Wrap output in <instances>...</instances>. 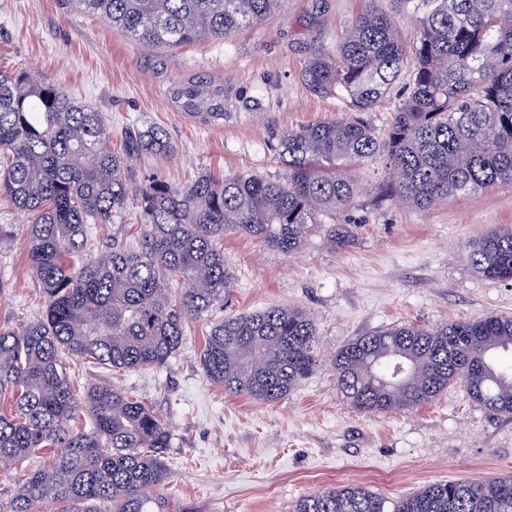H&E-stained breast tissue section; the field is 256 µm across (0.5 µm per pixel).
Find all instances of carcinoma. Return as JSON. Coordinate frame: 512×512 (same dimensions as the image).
Segmentation results:
<instances>
[{
	"label": "carcinoma",
	"mask_w": 512,
	"mask_h": 512,
	"mask_svg": "<svg viewBox=\"0 0 512 512\" xmlns=\"http://www.w3.org/2000/svg\"><path fill=\"white\" fill-rule=\"evenodd\" d=\"M285 0H74L148 45L222 39ZM370 0L337 50L318 53L302 79L339 98L346 118L309 124L279 138L286 166L277 178L209 172L186 185L144 177L137 162L173 152L168 131L133 126L112 149L108 119L73 101L57 83L0 70V199L27 218L29 268L46 298L40 319L0 329V476L34 450L51 463L28 471L0 512H177L160 494L169 478L166 418L108 383L83 398L63 355L97 368L134 371L165 364L183 340L184 320L229 297L234 273L224 236L258 239L284 254L300 250L319 215L349 206L353 171L377 159L396 174L390 191L430 208L512 184V0ZM413 18V39L396 16ZM412 67L391 126L378 135L365 114ZM185 108L222 115L203 82L180 92ZM138 200L141 248L118 240L90 255L91 224H111ZM467 259L484 276L512 281V227L471 243ZM311 314L288 306L214 325L202 371L229 394L276 402L317 367ZM415 365L399 386L396 359ZM336 384L360 413L413 410L461 380L488 412L512 416V318L488 315L435 329L395 326L359 336L332 357ZM291 512H512V476L427 485L389 501L361 486L329 487Z\"/></svg>",
	"instance_id": "obj_1"
}]
</instances>
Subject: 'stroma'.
<instances>
[{
  "mask_svg": "<svg viewBox=\"0 0 512 512\" xmlns=\"http://www.w3.org/2000/svg\"><path fill=\"white\" fill-rule=\"evenodd\" d=\"M367 0H286L279 10L216 40L179 47L136 41L76 9L73 0H0V68L59 83L76 102L106 114L112 146L127 128L157 124L174 151L139 163L142 174L175 183L283 173L277 136L341 117L345 106L311 92L307 60L335 50ZM204 81L224 116L189 113L179 88ZM352 204L325 216L345 243L312 236L286 255L231 233L224 257L235 271L227 301L187 319L183 341L160 367L112 372L67 360L77 393L110 383L167 418L169 501L197 512H290L316 490L359 485L396 500L428 484L512 474V418L486 411L462 385L410 411L361 414L336 385L330 359L348 341L396 325L427 329L487 315L512 316V282L489 279L466 258L469 242L512 225V184L449 198L428 209L384 196L391 176L379 161L357 168ZM0 328L38 318L45 298L32 283L24 216L0 200ZM272 305L311 313L316 370L275 403L225 393L209 382L200 355L211 327Z\"/></svg>",
  "mask_w": 512,
  "mask_h": 512,
  "instance_id": "stroma-1",
  "label": "stroma"
}]
</instances>
